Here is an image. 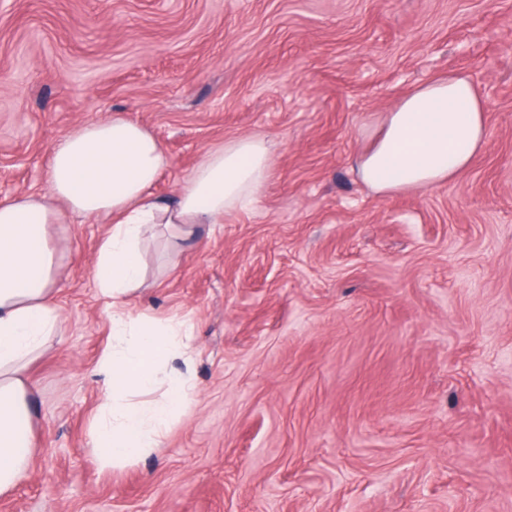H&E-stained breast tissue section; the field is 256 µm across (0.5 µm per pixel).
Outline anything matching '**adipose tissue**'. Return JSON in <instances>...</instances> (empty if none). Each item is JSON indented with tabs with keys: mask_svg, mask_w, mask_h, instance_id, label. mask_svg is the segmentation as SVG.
Masks as SVG:
<instances>
[{
	"mask_svg": "<svg viewBox=\"0 0 512 512\" xmlns=\"http://www.w3.org/2000/svg\"><path fill=\"white\" fill-rule=\"evenodd\" d=\"M485 102L469 78L453 74L416 87L388 112L381 135L358 159V173L378 193L427 189L467 169L486 143ZM169 158L156 135L122 113L71 128L52 146L45 191L0 204V494L22 482L32 427L27 367L56 335L62 312L52 300L59 260L48 225L73 217L106 223L94 278L108 311L111 340L97 370L107 398L94 424L99 468L134 461L160 444L186 413V377L150 399L160 373L180 357L182 322L136 314L129 298L146 276L148 235L171 248L198 225L255 206L271 167L265 137L237 136L205 149L174 202L152 188Z\"/></svg>",
	"mask_w": 512,
	"mask_h": 512,
	"instance_id": "1",
	"label": "adipose tissue"
}]
</instances>
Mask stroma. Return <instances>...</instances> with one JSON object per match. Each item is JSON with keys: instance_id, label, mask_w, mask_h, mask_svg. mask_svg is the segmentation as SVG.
Returning <instances> with one entry per match:
<instances>
[{"instance_id": "obj_1", "label": "stroma", "mask_w": 512, "mask_h": 512, "mask_svg": "<svg viewBox=\"0 0 512 512\" xmlns=\"http://www.w3.org/2000/svg\"><path fill=\"white\" fill-rule=\"evenodd\" d=\"M451 72L484 97V150L372 191L353 157ZM115 112L162 141V201L240 135L269 141V179L180 252L150 242L129 308L186 322L191 406L108 471L107 227L49 225L63 319L0 512H512V0H0V202L44 191L54 142Z\"/></svg>"}]
</instances>
